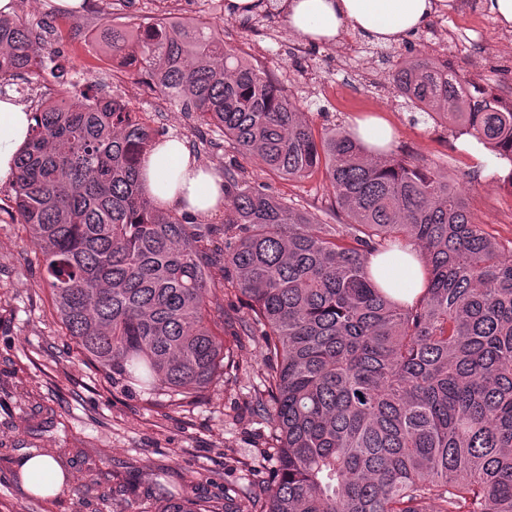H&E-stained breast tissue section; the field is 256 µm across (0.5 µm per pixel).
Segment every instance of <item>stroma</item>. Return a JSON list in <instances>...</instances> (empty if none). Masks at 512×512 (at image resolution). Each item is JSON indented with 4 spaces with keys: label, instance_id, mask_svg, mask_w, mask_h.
Masks as SVG:
<instances>
[{
    "label": "stroma",
    "instance_id": "35a3bbf8",
    "mask_svg": "<svg viewBox=\"0 0 512 512\" xmlns=\"http://www.w3.org/2000/svg\"><path fill=\"white\" fill-rule=\"evenodd\" d=\"M17 16L44 28L37 51H59L60 60L90 71L106 90L122 95L148 116L156 130L185 139L214 169L236 158L216 128L199 124L151 93L144 76L115 77L109 56L86 43L115 24L220 18L224 40L271 76L287 69L284 87L307 101L316 131L350 127L376 114L395 132L393 151L440 167L462 189L485 231L512 240V189L477 170L447 125L413 122L389 93L386 81L397 62L427 51L424 33L391 47L346 34L340 44L314 47L301 63L289 58L297 39L280 21L243 30L225 16V0H85L79 12L55 0H15ZM476 18L490 30L473 52L459 55L461 79L497 89L512 88V30L503 28L475 0ZM248 178L268 184L325 220L333 198L322 173L283 181L245 165ZM11 185L0 186V512H144L169 491L246 512L262 497L275 470L269 450L273 426L257 399L263 351L246 336L250 314L244 298L225 286L220 270L206 294L213 319L224 325V348L233 364L199 394L172 400L106 376L66 336L43 279L41 260L15 213ZM42 454L69 476L66 491L34 496L23 488L17 462Z\"/></svg>",
    "mask_w": 512,
    "mask_h": 512
}]
</instances>
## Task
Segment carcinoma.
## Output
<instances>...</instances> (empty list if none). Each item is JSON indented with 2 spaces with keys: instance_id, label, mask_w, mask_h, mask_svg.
<instances>
[{
  "instance_id": "1",
  "label": "carcinoma",
  "mask_w": 512,
  "mask_h": 512,
  "mask_svg": "<svg viewBox=\"0 0 512 512\" xmlns=\"http://www.w3.org/2000/svg\"><path fill=\"white\" fill-rule=\"evenodd\" d=\"M37 28L0 15V86L58 68ZM110 56L282 180L322 172L334 224L224 165V223L188 224L141 184L158 130L128 101L61 90L36 108L14 204L65 334L107 374L151 391L206 388L228 366L205 303L211 269L250 301L265 356L276 475L252 512H512V246L443 171L316 135L303 100L224 43L217 22L114 27ZM396 96L512 164V104L425 56L389 73ZM412 244L408 303L370 257ZM154 512H228L190 498Z\"/></svg>"
}]
</instances>
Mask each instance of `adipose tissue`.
I'll list each match as a JSON object with an SVG mask.
<instances>
[{
  "instance_id": "obj_1",
  "label": "adipose tissue",
  "mask_w": 512,
  "mask_h": 512,
  "mask_svg": "<svg viewBox=\"0 0 512 512\" xmlns=\"http://www.w3.org/2000/svg\"><path fill=\"white\" fill-rule=\"evenodd\" d=\"M441 0H276L289 32L313 43L335 44L354 33L372 45H392L430 24ZM35 121L16 95L0 96V184L11 182L17 159ZM145 192L167 210L213 218L224 211V179L191 152L183 138L170 135L140 167ZM421 261L408 251L403 261L373 258L374 279L394 298L413 300L422 288Z\"/></svg>"
}]
</instances>
